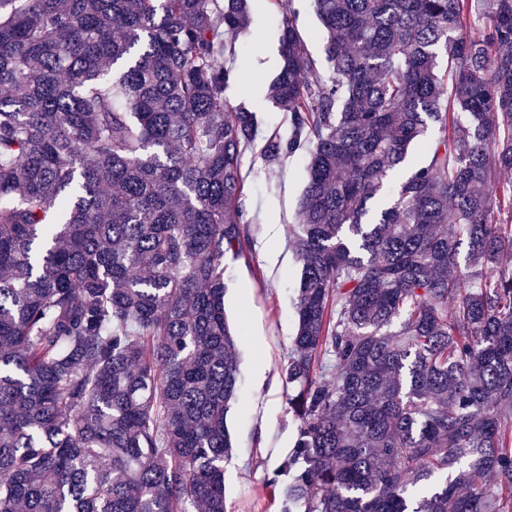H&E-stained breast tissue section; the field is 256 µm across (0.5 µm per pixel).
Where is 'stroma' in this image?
<instances>
[{"label": "stroma", "instance_id": "35a3bbf8", "mask_svg": "<svg viewBox=\"0 0 512 512\" xmlns=\"http://www.w3.org/2000/svg\"><path fill=\"white\" fill-rule=\"evenodd\" d=\"M281 13L271 0H257L254 30L262 38L260 51H251L237 40L236 53L225 56L226 66L240 75L224 98L228 107L252 102L259 118V139L272 133L288 134V113L269 101V89L281 64L277 52ZM307 159L297 153L282 158L272 168L261 165L255 150H247L243 171L247 173L244 201L252 249L248 259L229 262V285L225 295L227 316L240 334V373L244 407L233 408L228 426L233 455L224 466L227 512H280L263 482L275 461L261 456L254 439L252 405L264 410L270 441L290 454L294 423L288 411L290 390L281 376V365L296 333L294 297L300 265L290 243L300 196L307 179Z\"/></svg>", "mask_w": 512, "mask_h": 512}]
</instances>
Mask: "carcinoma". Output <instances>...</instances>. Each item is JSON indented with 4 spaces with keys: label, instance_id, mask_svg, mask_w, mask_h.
Segmentation results:
<instances>
[{
    "label": "carcinoma",
    "instance_id": "1",
    "mask_svg": "<svg viewBox=\"0 0 512 512\" xmlns=\"http://www.w3.org/2000/svg\"><path fill=\"white\" fill-rule=\"evenodd\" d=\"M309 2L325 64L278 0L291 133L261 150L308 160L294 445L265 485L282 512H512V0ZM253 23L0 0V512H226L258 119L215 56Z\"/></svg>",
    "mask_w": 512,
    "mask_h": 512
}]
</instances>
